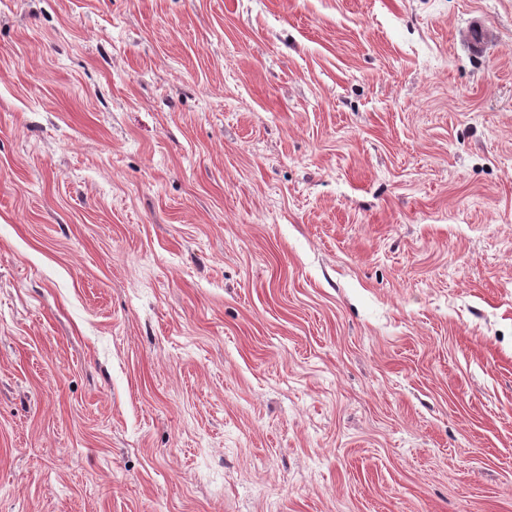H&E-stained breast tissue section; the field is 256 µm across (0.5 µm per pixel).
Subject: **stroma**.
Instances as JSON below:
<instances>
[{
    "instance_id": "1",
    "label": "stroma",
    "mask_w": 512,
    "mask_h": 512,
    "mask_svg": "<svg viewBox=\"0 0 512 512\" xmlns=\"http://www.w3.org/2000/svg\"><path fill=\"white\" fill-rule=\"evenodd\" d=\"M0 512H512V0H0Z\"/></svg>"
}]
</instances>
